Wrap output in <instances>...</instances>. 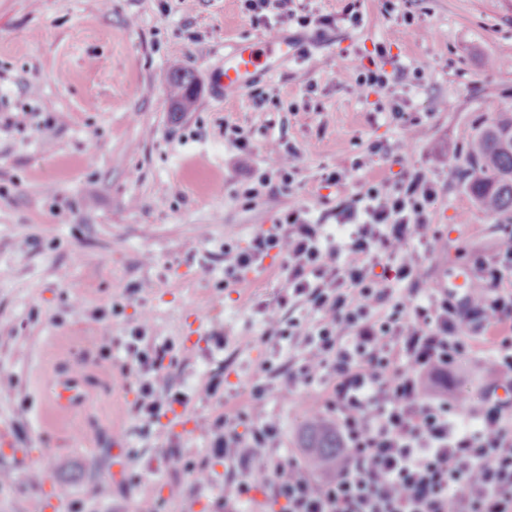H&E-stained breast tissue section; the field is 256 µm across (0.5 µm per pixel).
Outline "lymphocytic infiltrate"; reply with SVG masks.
Here are the masks:
<instances>
[{
	"mask_svg": "<svg viewBox=\"0 0 512 512\" xmlns=\"http://www.w3.org/2000/svg\"><path fill=\"white\" fill-rule=\"evenodd\" d=\"M294 4L243 0L259 25H329ZM390 56V45L374 44L358 70L360 92L406 79L405 68H388ZM264 149L268 171L240 192L249 203L274 183L292 192L298 173L294 146L274 137ZM348 178L343 168L322 176L336 190L335 233L293 203L237 248L232 266L243 276L270 255L284 257L285 293L264 306L263 336L274 347L302 348L280 389L306 392L307 414L335 426L341 453L334 466L311 469L268 411L270 386L258 376L249 413L225 409L208 429V455L236 473L224 483V512H242L256 473L269 492L261 512H512V232L494 255L474 256L481 285L452 300L429 287L422 260L441 197L435 176L405 166L394 183L354 194L345 191ZM290 304L305 308L302 319L283 321ZM123 347L141 426L160 427L174 406L220 394L217 378L191 394L178 390L163 371L173 345L146 326L132 328ZM481 363L488 378L477 397L445 387L448 373Z\"/></svg>",
	"mask_w": 512,
	"mask_h": 512,
	"instance_id": "lymphocytic-infiltrate-1",
	"label": "lymphocytic infiltrate"
}]
</instances>
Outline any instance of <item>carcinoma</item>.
<instances>
[{"instance_id":"carcinoma-1","label":"carcinoma","mask_w":512,"mask_h":512,"mask_svg":"<svg viewBox=\"0 0 512 512\" xmlns=\"http://www.w3.org/2000/svg\"><path fill=\"white\" fill-rule=\"evenodd\" d=\"M170 98L176 112H186L195 103V76L185 69L173 71L168 79ZM464 169L467 187L481 209L512 223V112L479 124L467 143ZM309 449V461L317 468L336 458V432L313 419L301 435Z\"/></svg>"}]
</instances>
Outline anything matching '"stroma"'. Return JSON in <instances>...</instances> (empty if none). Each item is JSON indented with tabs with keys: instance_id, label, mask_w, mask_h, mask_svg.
Instances as JSON below:
<instances>
[{
	"instance_id": "35a3bbf8",
	"label": "stroma",
	"mask_w": 512,
	"mask_h": 512,
	"mask_svg": "<svg viewBox=\"0 0 512 512\" xmlns=\"http://www.w3.org/2000/svg\"><path fill=\"white\" fill-rule=\"evenodd\" d=\"M348 2L298 0L299 13L331 25L280 23L277 33L303 51L264 59L241 90L223 94L213 77L226 52L265 34L241 0H0V113L31 116L21 128L0 124V427L14 433L13 450L0 452V471L14 475L0 486V512L36 506L20 455L40 461L74 512H134L140 498L167 497L170 481L193 495L165 512L193 501L197 512H224L223 480L194 486L224 468L205 455L207 427L246 398L266 358L261 307L286 287L270 259L234 279L230 249L291 202L316 219L329 211L336 191L322 186L326 170L360 162L353 191L393 178L402 154L439 180L430 285L498 250L507 226L479 208L461 171L475 127L512 109V68L489 65L512 59V0H400L391 13L360 0L359 27L344 16ZM406 12L428 39L404 25ZM378 42L421 79L363 98L356 67ZM176 67L198 86L186 112L168 96ZM393 94L425 120L419 140L376 111ZM231 126L251 136V155L225 137ZM278 136L300 153L293 193L242 203L233 189L267 167L263 147ZM374 142L387 158L369 156ZM98 308L104 318H93ZM196 316L223 324V349L188 343ZM139 324L173 343L169 372L185 391L214 375L229 380L222 398L192 401L198 432L168 454L135 421V374L118 358ZM69 378L84 397L60 410L54 386Z\"/></svg>"
}]
</instances>
